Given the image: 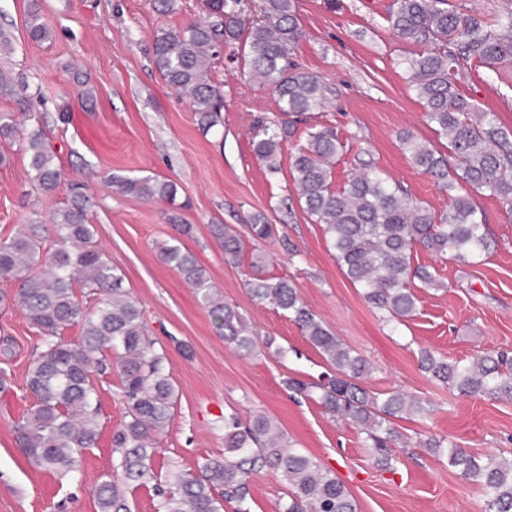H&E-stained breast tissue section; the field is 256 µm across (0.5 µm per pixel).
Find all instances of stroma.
Here are the masks:
<instances>
[{"instance_id": "obj_1", "label": "stroma", "mask_w": 512, "mask_h": 512, "mask_svg": "<svg viewBox=\"0 0 512 512\" xmlns=\"http://www.w3.org/2000/svg\"><path fill=\"white\" fill-rule=\"evenodd\" d=\"M52 40L33 41L27 0H0V26L10 31L14 52L7 66L28 74L36 93L31 111L45 116L46 137L61 163L66 185L54 196L31 183L28 159L0 140V239L24 224H51L72 183L86 185L90 221L112 262L125 275L143 309L150 333L166 350L178 400L171 425L157 439L155 467L197 470L224 454V418L270 417L301 449L332 469L358 512H484L480 486L448 465V448L512 460V400L459 395L422 372L418 351L451 359L483 352L512 355V217L498 199L480 196L493 240L483 262L466 264L423 249L416 263L438 269L442 287L414 285L417 310L391 328L345 277L327 247L322 225L299 203L291 177L294 141L284 142L282 169L270 174L252 152L254 122L277 115L272 94L249 82L243 61L225 49L214 78L224 90L223 123L202 131L189 103L166 87L152 62L160 29L199 18L198 0H173L160 12L156 0H40ZM393 0H298L304 32L295 58L335 93L316 121L335 127L345 148L336 160L335 189H342L369 159L432 210L448 198L428 175L413 168L399 142L403 132L432 141L422 101L400 59L406 44L388 28ZM460 92L481 110L496 113L512 133V91L471 69ZM156 175L178 185L175 204L113 192L110 175ZM264 215L279 239L246 240L237 263L211 233L215 224H244ZM192 225L178 236L176 227ZM180 237L194 253L225 303L236 307L260 338L273 339L249 356L225 343L208 309L175 271L162 263L159 245ZM268 257L264 276L293 282L317 319L372 365L362 386L387 396L401 390L430 402V416L395 420L398 439L390 469L375 463L357 426L336 419L316 400L288 391L283 381H316L329 366L287 314L253 298L245 287L251 256ZM37 332L15 306L0 305V512H96L94 486L118 461L111 436L126 412L116 373L99 375L103 429L77 473L62 477L33 467L15 442L13 425L33 402L26 388ZM189 346L182 354L178 343ZM441 441L437 450L428 439ZM288 485L265 469L250 483L251 512H278Z\"/></svg>"}]
</instances>
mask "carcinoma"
Wrapping results in <instances>:
<instances>
[{
	"label": "carcinoma",
	"instance_id": "1",
	"mask_svg": "<svg viewBox=\"0 0 512 512\" xmlns=\"http://www.w3.org/2000/svg\"><path fill=\"white\" fill-rule=\"evenodd\" d=\"M203 16L178 29H163L153 44V65L164 84L188 100L198 123L210 130L221 123L224 92L213 78L214 59L226 46L237 45L247 62V76L275 97L281 117L265 119L252 138L253 152L271 174L281 170L282 144L306 124L304 142L292 158V178L306 213L324 226L328 247L365 301L401 324L416 312L411 283L440 288L438 271L414 264L421 247L477 263L492 241L474 195L498 199L512 214V138L498 125L494 112L482 111L458 88V79L478 66L491 79L512 68V6L486 18L448 8V0H395L389 29L411 46L403 56L408 82L425 107V117L444 150L412 134L400 136L402 149L418 171L435 177L448 192V209L436 213L390 180L371 162L341 190L333 188V165L344 145L336 129L310 122L333 94L320 76L294 60L304 36L295 0H202ZM27 27L35 41H49L39 0H29ZM27 76L0 66V95L26 104L20 92ZM45 117L35 112L0 113V136L19 138L28 157L27 174L46 194L59 191L64 174L45 137ZM111 186L123 195L173 202L177 185L165 178L114 174ZM91 202L85 187L72 189L53 217V247L44 248L45 225L25 224L11 238L0 239V275L19 283L15 305L41 335L29 365L26 387L32 405L14 424L16 444L36 466L63 476L79 471L82 453L98 445L103 424L94 376L112 365L122 386L127 411L112 430L118 465L95 486L97 512H131L128 490L153 485L160 497L157 512H223L224 501L247 505L252 474L273 469L289 485L279 512H357L336 474L290 446L270 418L244 423L224 417V456L207 458L197 472L180 468L159 474L154 444L170 425L177 401L167 354L150 336L139 302L124 287V277L97 240L88 216ZM247 232L253 240H272L276 224L258 214ZM213 236L228 262L239 260L245 242L231 224L212 225ZM160 259L170 265L207 308L224 341L251 353L258 337L231 305L217 299L205 268L189 251L165 244ZM250 294L288 313L303 336L333 366L336 374L322 383L297 378L285 387L315 397L330 414L359 426L375 462L392 466L389 452L396 441L393 420L428 415L419 399L395 391L381 398L360 384L367 360L348 348L308 308L294 283L256 276L247 281ZM96 299L84 304L76 288ZM78 327L80 339L70 343L62 332ZM419 364L432 378L462 396L512 399V358L503 353L449 360L419 351ZM448 466L477 482L485 496V512H512V460L477 455L460 445L448 450Z\"/></svg>",
	"mask_w": 512,
	"mask_h": 512
}]
</instances>
